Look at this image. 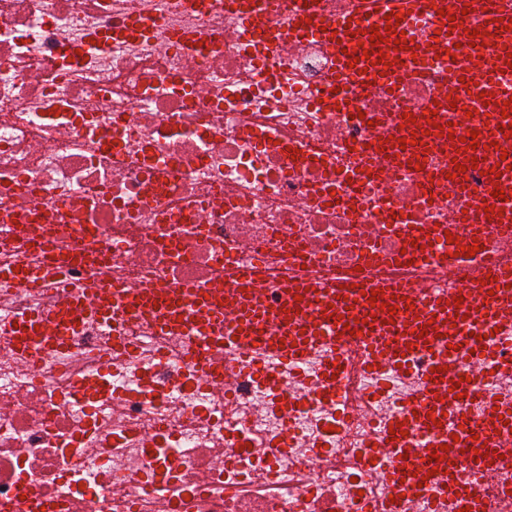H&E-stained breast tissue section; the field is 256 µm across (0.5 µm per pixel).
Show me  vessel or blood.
<instances>
[{"instance_id": "obj_1", "label": "vessel or blood", "mask_w": 512, "mask_h": 512, "mask_svg": "<svg viewBox=\"0 0 512 512\" xmlns=\"http://www.w3.org/2000/svg\"><path fill=\"white\" fill-rule=\"evenodd\" d=\"M465 0H433L437 9L447 11V18L438 25L437 39L422 43L416 51L396 50L395 42L407 30V23L390 26L387 43L381 47L371 44L369 35L363 34L359 25L347 22L335 24L336 36L341 41L342 52L337 53L336 76L333 85H340L348 73L362 75L364 81H380L382 76L408 73L410 67H425L437 53L449 50L455 53V61L448 64V83L455 90L453 98H440L436 107L437 120L446 114L455 118L469 117L470 130L479 134L483 144V158L495 175L489 178L491 187H500L510 193V200L493 198L490 190L478 200L473 211L460 214L463 224L474 223L478 212L489 211L494 223L512 219V84L504 83L502 71L508 57L512 56V30L505 23L512 19V9L503 13L501 22L495 23V43L492 50H485L481 42L458 48V39L450 35L451 16L460 15ZM357 10L366 14L371 25L388 26L385 16L390 12L407 13L413 0H355ZM388 55L390 64H382L380 55ZM480 74L479 85L470 87L466 81L472 74ZM484 271L490 274L487 285L465 280L458 288L461 305L450 304L444 293H422L414 288L389 285L385 296L403 298L405 305L396 313L375 310L367 293L369 284L358 281L353 287L332 286L323 288L301 283L290 285L287 309H270L258 300L243 298L244 288L250 287L254 272L238 271L235 281L224 291L221 305H213L208 299L190 294L186 297L168 295L156 297L152 305L161 309L163 316L159 327L164 332H180L186 338L188 355L198 365L201 380L220 386L224 383V368L208 355L207 345L214 340L223 341L226 348L245 354H276L282 362L303 361L309 349L321 344L328 336H342L346 332L357 333L364 343L370 360L376 365L408 364L412 355L426 351L429 364L443 367L463 360L472 365L473 378H483L497 369L500 361L496 356L499 346L507 339L495 335L497 313L503 306L512 307V267L492 263ZM142 295L131 294L118 288H100L90 295L79 291L73 294L68 306L59 310H37L24 320L14 339L32 356H42L49 348L62 347L65 334L77 313L87 310L98 312L103 322H111L122 310H139L144 305ZM457 389L463 398L473 395L471 381L456 382L444 377L429 383L427 395L412 405L416 411V424L432 428L434 421L442 420L449 406L450 389ZM512 413L500 418L497 410L486 409L482 418L462 419L458 437L479 451L493 450L504 434ZM447 436L418 443L406 437H396L386 442L385 452L392 459L389 471L391 484L397 485L406 496L418 493L420 478L427 476L435 467L433 450L446 444ZM482 463L448 466V484L455 491L456 508L471 504L477 494L473 474L479 473Z\"/></svg>"}]
</instances>
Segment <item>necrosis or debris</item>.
Segmentation results:
<instances>
[{
    "mask_svg": "<svg viewBox=\"0 0 512 512\" xmlns=\"http://www.w3.org/2000/svg\"><path fill=\"white\" fill-rule=\"evenodd\" d=\"M241 24L224 0H0V270L61 267L88 292L218 294L257 259L254 286L273 304L289 282L356 267L451 292L463 267L512 256V226L455 221L481 176L471 195L424 197L447 151L420 171L361 169L400 113L430 110L444 60L422 84L351 82L335 100L332 43H246ZM399 219L480 250L414 257ZM66 303L0 281V512H366L393 494L383 433L425 395V354L402 373L365 368L354 336L288 367L227 349L230 384L199 385L183 337L141 312L108 326L81 316L63 348L31 360L14 325ZM339 352L333 388L323 368ZM494 400L512 407V370L477 381L460 409L478 419ZM494 453L478 507L512 512V440Z\"/></svg>",
    "mask_w": 512,
    "mask_h": 512,
    "instance_id": "4bbe7bcc",
    "label": "necrosis or debris"
}]
</instances>
